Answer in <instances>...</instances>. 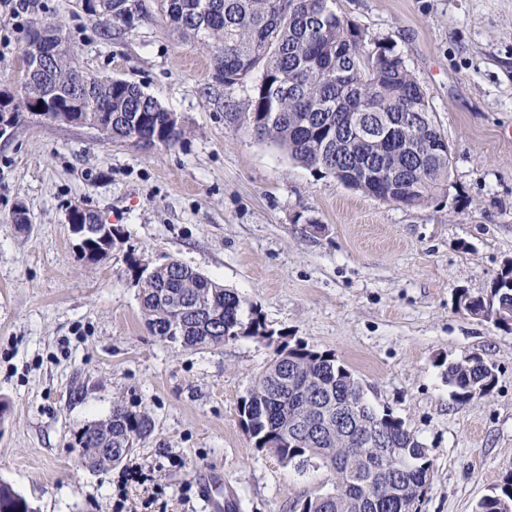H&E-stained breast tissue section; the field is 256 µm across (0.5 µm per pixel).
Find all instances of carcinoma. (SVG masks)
<instances>
[{
  "label": "carcinoma",
  "instance_id": "obj_1",
  "mask_svg": "<svg viewBox=\"0 0 512 512\" xmlns=\"http://www.w3.org/2000/svg\"><path fill=\"white\" fill-rule=\"evenodd\" d=\"M104 35L120 22L131 27L142 0H78ZM162 16L183 36L214 48L216 81L231 87L255 70L262 77L251 101L255 132L283 148L298 164L334 176L341 183L387 203L422 206L447 193L448 152L426 94L404 59L381 41L367 38L336 11V0H161ZM60 26L35 22L26 36L25 57L38 46L46 68L27 72L18 92H3L16 118L54 90L66 103L90 85L86 120L112 116L111 138L158 139L171 147L185 135L183 124L141 88L103 79L74 65L75 50L55 37ZM415 112L421 152L376 134L379 113ZM361 117L364 134L351 135L347 116ZM140 302L150 331L184 350H208L240 336H261L255 317L243 323L245 300L175 260L153 268L135 264ZM512 266L497 280L501 288L482 295L466 291L457 301L473 318L488 308L512 312ZM454 400L467 405L485 395L495 374L480 357L451 362L446 370ZM353 405L363 426H336V407ZM255 447L272 452L297 470L316 464L334 474L332 488L300 503L299 512H417L430 486L429 450L390 413L375 411L362 384L331 353L305 347L275 350L255 378L240 408ZM95 432L112 431V464H120L146 438L152 422L144 410L116 404L94 422ZM77 445L82 463L103 472L98 438L85 428ZM403 467L388 476L381 460L389 451ZM0 512H32L26 498L0 481ZM476 512H512V479L494 488Z\"/></svg>",
  "mask_w": 512,
  "mask_h": 512
}]
</instances>
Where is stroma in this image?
<instances>
[{"label": "stroma", "instance_id": "obj_1", "mask_svg": "<svg viewBox=\"0 0 512 512\" xmlns=\"http://www.w3.org/2000/svg\"><path fill=\"white\" fill-rule=\"evenodd\" d=\"M143 4L108 39L73 0H39L20 25L0 13V89L22 74L29 22H55L80 69L138 84L187 130L179 145L144 147L30 119L0 139V481L35 512H113L120 469L86 467L76 438L120 402L152 420L128 459L160 493L129 487L134 512H206L208 479L232 495L229 512H295L332 474L255 448L239 408L276 348L301 345L335 354L370 405L428 448L418 512H475L512 476V331L455 300L512 263V0L336 2L403 57L448 139V191L418 208L256 136L259 74L216 82L210 54L163 21L158 0ZM70 204L116 229L102 261L81 259ZM173 258L246 298L242 318L260 317L265 337L183 352L153 336L129 265ZM471 355L496 380L462 406L445 372Z\"/></svg>", "mask_w": 512, "mask_h": 512}]
</instances>
